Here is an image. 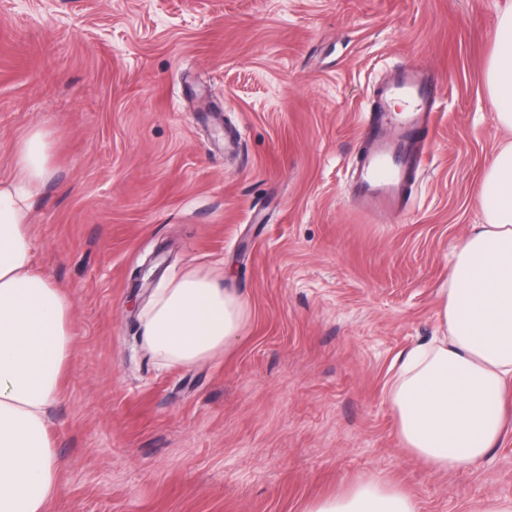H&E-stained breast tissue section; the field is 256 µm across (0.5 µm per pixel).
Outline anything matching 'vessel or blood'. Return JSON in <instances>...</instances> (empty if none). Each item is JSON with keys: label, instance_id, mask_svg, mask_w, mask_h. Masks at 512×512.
Here are the masks:
<instances>
[{"label": "vessel or blood", "instance_id": "vessel-or-blood-1", "mask_svg": "<svg viewBox=\"0 0 512 512\" xmlns=\"http://www.w3.org/2000/svg\"><path fill=\"white\" fill-rule=\"evenodd\" d=\"M438 88L414 66L390 70L374 86L364 149L352 168L354 200L368 215L403 212L407 190L427 156L424 130L436 117Z\"/></svg>", "mask_w": 512, "mask_h": 512}]
</instances>
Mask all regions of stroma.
I'll return each mask as SVG.
<instances>
[{
  "label": "stroma",
  "instance_id": "obj_1",
  "mask_svg": "<svg viewBox=\"0 0 512 512\" xmlns=\"http://www.w3.org/2000/svg\"><path fill=\"white\" fill-rule=\"evenodd\" d=\"M503 0H0V181L49 132L38 268L71 298L49 413L50 512H306L360 479L420 512L512 499V435L436 473L398 437L394 362L436 332L439 290L501 141L486 84ZM442 85L403 213L348 191L372 88ZM240 140L225 145V130ZM223 272L251 315L224 356L157 369L137 267Z\"/></svg>",
  "mask_w": 512,
  "mask_h": 512
}]
</instances>
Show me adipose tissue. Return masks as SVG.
Instances as JSON below:
<instances>
[{
  "mask_svg": "<svg viewBox=\"0 0 512 512\" xmlns=\"http://www.w3.org/2000/svg\"><path fill=\"white\" fill-rule=\"evenodd\" d=\"M491 103L512 131V0L499 14L487 69ZM50 143L36 129L18 144L15 173L0 183V512H49L58 492L47 426L70 360L72 302L36 266L31 213L50 177ZM486 221L471 225L440 290L437 334L396 361L387 401L401 443L438 473L473 469L505 437L512 390V142L495 153L477 193ZM250 315L223 274L187 268L155 288L140 344L161 370L224 353ZM308 512H420L397 485L365 479Z\"/></svg>",
  "mask_w": 512,
  "mask_h": 512,
  "instance_id": "ef3b65f1",
  "label": "adipose tissue"
}]
</instances>
